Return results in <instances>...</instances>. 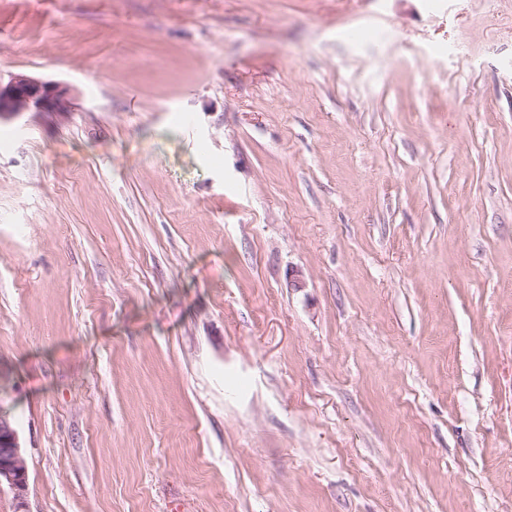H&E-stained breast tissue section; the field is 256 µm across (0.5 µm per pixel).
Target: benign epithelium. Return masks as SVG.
<instances>
[{"instance_id":"benign-epithelium-1","label":"benign epithelium","mask_w":512,"mask_h":512,"mask_svg":"<svg viewBox=\"0 0 512 512\" xmlns=\"http://www.w3.org/2000/svg\"><path fill=\"white\" fill-rule=\"evenodd\" d=\"M72 96L67 85L15 74L6 82L0 80V115L69 112ZM4 489L23 506L29 490L26 460L12 421L0 414V490Z\"/></svg>"}]
</instances>
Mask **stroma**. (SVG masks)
<instances>
[{
  "mask_svg": "<svg viewBox=\"0 0 512 512\" xmlns=\"http://www.w3.org/2000/svg\"><path fill=\"white\" fill-rule=\"evenodd\" d=\"M15 74L0 512H512V0H0ZM72 96V89L67 85L15 74L6 83L0 80V116L70 112ZM12 421L0 414V490L7 489L19 507L28 495L26 460Z\"/></svg>",
  "mask_w": 512,
  "mask_h": 512,
  "instance_id": "obj_1",
  "label": "stroma"
}]
</instances>
